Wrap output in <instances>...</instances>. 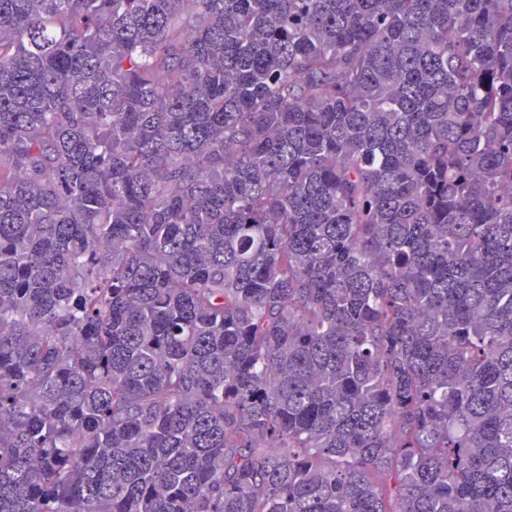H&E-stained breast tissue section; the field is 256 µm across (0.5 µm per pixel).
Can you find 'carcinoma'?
<instances>
[{
    "label": "carcinoma",
    "mask_w": 512,
    "mask_h": 512,
    "mask_svg": "<svg viewBox=\"0 0 512 512\" xmlns=\"http://www.w3.org/2000/svg\"><path fill=\"white\" fill-rule=\"evenodd\" d=\"M0 512H512V0H0Z\"/></svg>",
    "instance_id": "1"
}]
</instances>
